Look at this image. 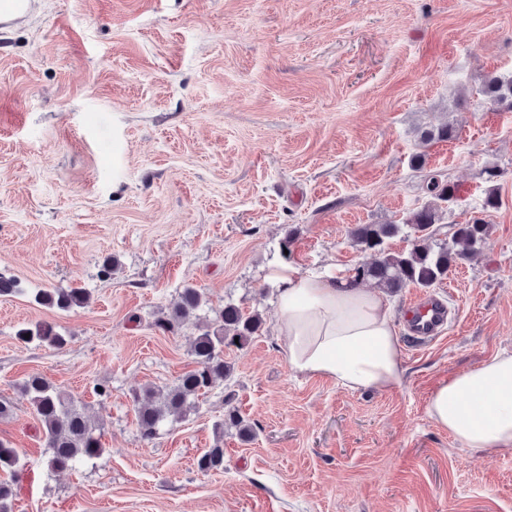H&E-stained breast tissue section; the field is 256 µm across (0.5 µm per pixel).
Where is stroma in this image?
Instances as JSON below:
<instances>
[{
	"mask_svg": "<svg viewBox=\"0 0 512 512\" xmlns=\"http://www.w3.org/2000/svg\"><path fill=\"white\" fill-rule=\"evenodd\" d=\"M491 73H512V0H32L0 26V274L24 289L0 296V400L14 407L0 440L25 462L13 512H512V451L465 448L426 410L438 382L512 351V111L481 100ZM444 125L452 139L421 144ZM434 175L457 187L438 238L489 224L428 292L448 302L447 328L409 336L407 306L428 293L406 288L399 388L292 373L273 271L370 261L351 230L402 222ZM55 285L88 304L35 302ZM188 286L207 308L162 332ZM227 303L258 312L260 336L227 352L231 377L197 409L142 439L133 391L189 370ZM36 321L64 348L16 339ZM33 373L84 405L101 458L47 469L19 391ZM230 407L253 439L222 426ZM218 442L223 471L199 472Z\"/></svg>",
	"mask_w": 512,
	"mask_h": 512,
	"instance_id": "obj_1",
	"label": "stroma"
}]
</instances>
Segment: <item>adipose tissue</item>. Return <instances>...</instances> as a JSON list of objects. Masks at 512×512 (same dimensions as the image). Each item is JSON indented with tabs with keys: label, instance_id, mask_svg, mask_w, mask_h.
I'll return each mask as SVG.
<instances>
[{
	"label": "adipose tissue",
	"instance_id": "adipose-tissue-1",
	"mask_svg": "<svg viewBox=\"0 0 512 512\" xmlns=\"http://www.w3.org/2000/svg\"><path fill=\"white\" fill-rule=\"evenodd\" d=\"M276 324L287 339L289 368L345 389L392 391L406 369L386 296L341 276L275 271ZM427 414L464 447L483 454L512 449V353L440 382Z\"/></svg>",
	"mask_w": 512,
	"mask_h": 512
}]
</instances>
